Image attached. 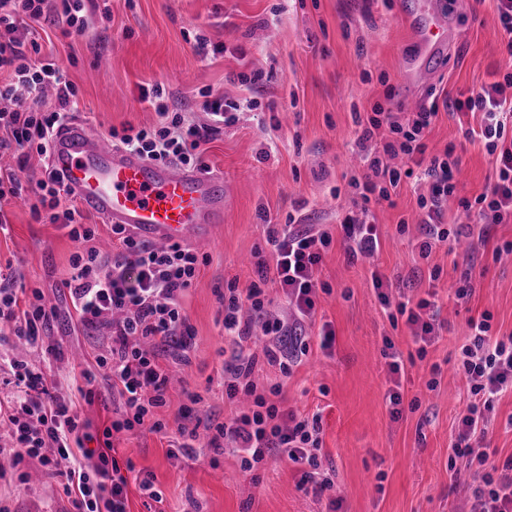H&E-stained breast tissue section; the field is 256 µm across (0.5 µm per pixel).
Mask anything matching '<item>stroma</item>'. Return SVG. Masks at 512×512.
Wrapping results in <instances>:
<instances>
[{
    "instance_id": "1",
    "label": "stroma",
    "mask_w": 512,
    "mask_h": 512,
    "mask_svg": "<svg viewBox=\"0 0 512 512\" xmlns=\"http://www.w3.org/2000/svg\"><path fill=\"white\" fill-rule=\"evenodd\" d=\"M423 10L438 0H108L110 19L94 17L81 34L40 31L43 51L71 59L67 78L78 89L75 119L100 136L111 129L157 125L159 117L140 99L141 88L160 84L178 104L196 106L203 93L237 103V120L202 148L211 172L223 175L229 200L224 221L191 246L205 262L184 298L192 327L186 363L176 365L168 402L157 417L176 424L184 389L201 394L200 418L223 419L224 308L228 283L254 279L253 257L267 250L266 227L295 219L334 228V242L321 269L329 287L317 302V322L336 331L330 348L312 338L302 363L283 387L290 408L319 415L323 462L335 475L340 512H464L474 482L464 464L449 466L453 426L465 406L467 385L456 369L458 348L470 323L491 312L496 334H512V223L492 227L482 242L456 250L440 246L429 259L416 249L420 176L403 179L390 202L370 212L380 249L349 261L337 226L352 209L348 182L367 159L356 145V118L375 104L413 112L427 104L428 90L456 98L512 69L503 45L495 0H459L446 15L448 64L425 80L404 67L412 37L402 6ZM220 46L202 56L198 38ZM261 73L263 88L252 98L241 75ZM469 114L440 111L427 136L429 152L451 146L459 159L457 195L474 198L492 176V158L466 132L478 128ZM32 200L18 203L0 234V265L11 266L25 287L37 288L58 310L48 331L58 353H41L57 394L75 401L81 419L95 431L118 415L119 397L97 378L92 401L74 397L72 384L105 354V330L84 327L69 311L63 285L71 257L82 246L66 230L36 219ZM438 279H431L432 269ZM404 280L411 294L434 293L440 338L418 357L405 323H391L373 288V273ZM470 290L466 298L458 287ZM402 353L403 368L390 379L384 339ZM436 389H428L430 379ZM398 384L402 416L392 420L386 393ZM119 462H133L128 475V512H331L327 499L298 488L299 474L274 458L242 472L236 457L198 449L171 457L170 441L141 430L114 440ZM152 477L162 502L141 495ZM0 506L7 512H71L60 477L42 473L20 482L15 471L0 476Z\"/></svg>"
}]
</instances>
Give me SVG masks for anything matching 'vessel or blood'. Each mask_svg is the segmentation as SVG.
I'll return each mask as SVG.
<instances>
[{
  "mask_svg": "<svg viewBox=\"0 0 512 512\" xmlns=\"http://www.w3.org/2000/svg\"><path fill=\"white\" fill-rule=\"evenodd\" d=\"M413 41L416 51L406 60L409 72L425 75L444 65L448 30L438 15H414ZM50 162L77 201L107 223L125 225L150 241L203 238L224 220L223 176L150 162L112 145L81 121L56 133Z\"/></svg>",
  "mask_w": 512,
  "mask_h": 512,
  "instance_id": "b4317fda",
  "label": "vessel or blood"
}]
</instances>
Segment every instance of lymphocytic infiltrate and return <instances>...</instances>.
<instances>
[{
  "label": "lymphocytic infiltrate",
  "mask_w": 512,
  "mask_h": 512,
  "mask_svg": "<svg viewBox=\"0 0 512 512\" xmlns=\"http://www.w3.org/2000/svg\"><path fill=\"white\" fill-rule=\"evenodd\" d=\"M93 8L95 0H0V151L18 150L20 164L35 155L49 157L51 141L67 124L77 98L57 60L41 58L33 32L44 25L65 34L84 32ZM99 11L103 18H110L109 8ZM49 93L58 110L43 111L42 101ZM141 99L161 117L160 126L114 129L110 136L117 145L152 162L199 166L198 148L236 121L235 103L221 97L203 102L208 116L204 122L175 104L161 86L142 89ZM448 106L479 115L478 136L494 158V179L486 191L475 200L459 202L465 215L474 216V223L460 222L446 210L457 191L458 160L452 148L436 154L428 151L425 133L438 116V103L415 112H395L378 104L359 122L356 145L370 159L361 177L349 182L362 203L359 215L345 216L341 222L349 260L370 257L380 246L369 203L390 200L392 189L402 178L412 177L418 166L429 180L427 194L418 198L421 258H428L441 244L483 238L493 225L512 222V143L505 140V129L512 124V73L472 90L466 98L449 101ZM396 158L412 161V168L393 166ZM38 188V203L50 223L85 244L73 255L72 273L64 282L71 306L84 325H103L109 331L107 355L97 357L96 373L85 374L86 384L78 392L92 400L89 383L102 375L121 398L122 412L100 435H93L74 405L59 398L40 366L23 358L10 359L19 401L0 402V423L13 432L9 456L16 466L27 463L59 471L73 512H127L128 480L112 455V439L114 434L143 427L155 433L167 429L155 417L156 409L166 403L170 379L163 359L171 349L187 346L190 326L181 298L198 272L199 256L179 244L155 247L120 224L112 227L116 252L102 255L92 245L94 229L83 224L79 209L67 205L68 192L53 167H46ZM332 241L330 229L312 224L269 225V252L258 255L255 279L243 288L229 284L221 295L224 335L231 346V358L224 364V396L232 402L247 399L248 405L216 424L208 439L214 452L238 457L245 472L261 468L272 457L299 465L300 488L316 495L335 488L319 461L318 418L288 408L280 399L281 383L260 387L254 372L263 358L282 375H289L306 354L311 332H318L322 347L331 346L335 338L331 324L317 329L313 320L317 297L326 288L318 273ZM273 286L281 292L287 313L274 310L268 296ZM373 287L390 320L404 318L418 355H426L442 328L434 301L393 295V282L379 273L373 276ZM51 317L39 289L25 290L15 272L0 271L1 336L41 349ZM492 319L485 312L472 322L473 334L460 348L459 369L470 401L457 421L452 455L484 474L472 492L468 512H512V457L498 470L488 464L486 435L495 404L501 395L512 392V336L493 334ZM257 329L264 346L255 354L246 344Z\"/></svg>",
  "instance_id": "1"
}]
</instances>
